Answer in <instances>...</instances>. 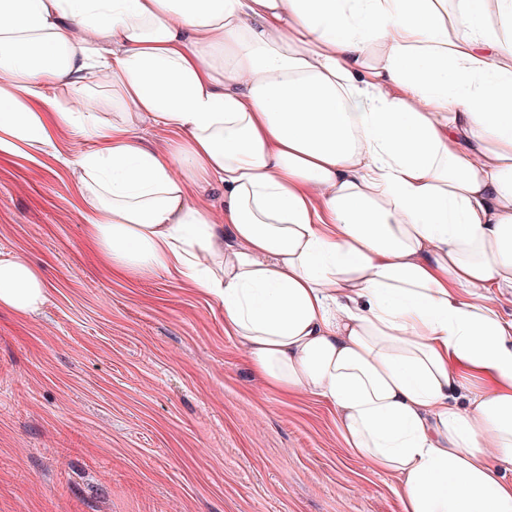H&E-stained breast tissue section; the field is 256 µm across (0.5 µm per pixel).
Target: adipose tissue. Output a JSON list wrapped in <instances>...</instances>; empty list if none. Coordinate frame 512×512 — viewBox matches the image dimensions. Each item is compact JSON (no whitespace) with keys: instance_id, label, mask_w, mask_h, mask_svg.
I'll return each instance as SVG.
<instances>
[{"instance_id":"ef3b65f1","label":"adipose tissue","mask_w":512,"mask_h":512,"mask_svg":"<svg viewBox=\"0 0 512 512\" xmlns=\"http://www.w3.org/2000/svg\"><path fill=\"white\" fill-rule=\"evenodd\" d=\"M59 127L91 142L63 163L105 264L219 298L402 512H512V0H0V154ZM46 298L0 254V308ZM138 134L151 147L159 151H164L168 147L169 140L172 137L167 130L151 123L141 125ZM192 202L205 207L212 215L213 219L221 223L223 216L224 188L213 183L202 185L192 198Z\"/></svg>"}]
</instances>
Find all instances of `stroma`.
I'll return each instance as SVG.
<instances>
[{
    "mask_svg": "<svg viewBox=\"0 0 512 512\" xmlns=\"http://www.w3.org/2000/svg\"><path fill=\"white\" fill-rule=\"evenodd\" d=\"M58 158L0 154V253L48 284L0 310V512H401L326 401L266 388L220 299L100 260Z\"/></svg>",
    "mask_w": 512,
    "mask_h": 512,
    "instance_id": "1",
    "label": "stroma"
}]
</instances>
